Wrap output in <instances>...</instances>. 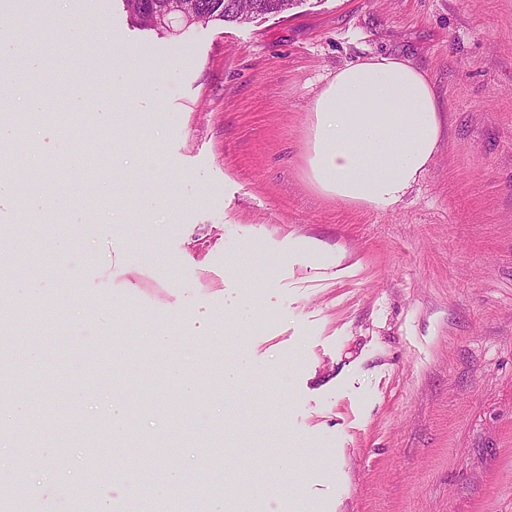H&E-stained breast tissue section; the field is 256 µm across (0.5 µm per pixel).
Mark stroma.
Here are the masks:
<instances>
[{"instance_id": "35a3bbf8", "label": "stroma", "mask_w": 512, "mask_h": 512, "mask_svg": "<svg viewBox=\"0 0 512 512\" xmlns=\"http://www.w3.org/2000/svg\"><path fill=\"white\" fill-rule=\"evenodd\" d=\"M0 24L43 62L0 99L34 200H0V240L24 260L0 277V312L34 283L68 309L62 327L37 310L17 328L0 406L93 424L145 388L136 435L91 458L43 428L31 474L97 472L111 512L141 510L105 481L132 460L152 486L222 467L215 491L233 487L238 512H512V0H298L163 37L120 0H33ZM388 53L426 71L448 126L394 209L340 205L308 176L310 103L338 67ZM46 65L61 85L32 112ZM306 239L321 256L293 260ZM113 303L122 319L102 324ZM152 329L190 342L144 373ZM163 436L174 455L155 454ZM279 479L291 495L266 500Z\"/></svg>"}]
</instances>
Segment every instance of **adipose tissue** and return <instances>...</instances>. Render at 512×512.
Wrapping results in <instances>:
<instances>
[{
    "instance_id": "obj_1",
    "label": "adipose tissue",
    "mask_w": 512,
    "mask_h": 512,
    "mask_svg": "<svg viewBox=\"0 0 512 512\" xmlns=\"http://www.w3.org/2000/svg\"><path fill=\"white\" fill-rule=\"evenodd\" d=\"M309 142L314 183L337 203L394 209L428 172L446 115L427 74L399 56H370L337 68L315 95ZM74 468L55 484L0 476V494L38 499L81 483Z\"/></svg>"
}]
</instances>
